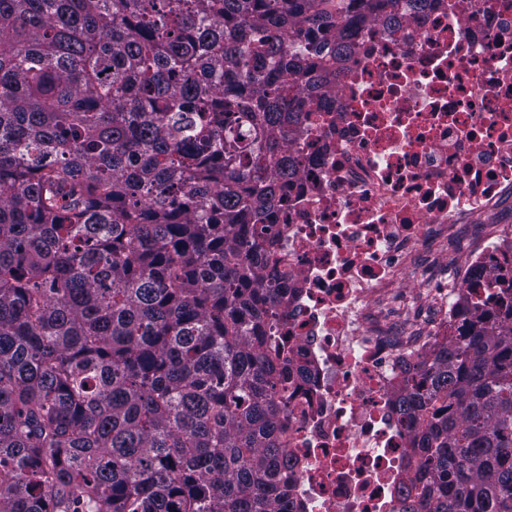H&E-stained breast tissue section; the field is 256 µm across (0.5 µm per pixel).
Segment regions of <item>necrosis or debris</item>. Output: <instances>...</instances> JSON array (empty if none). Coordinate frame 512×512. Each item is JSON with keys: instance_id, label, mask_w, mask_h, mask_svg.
Returning a JSON list of instances; mask_svg holds the SVG:
<instances>
[{"instance_id": "1", "label": "necrosis or debris", "mask_w": 512, "mask_h": 512, "mask_svg": "<svg viewBox=\"0 0 512 512\" xmlns=\"http://www.w3.org/2000/svg\"><path fill=\"white\" fill-rule=\"evenodd\" d=\"M306 109L271 212L287 289L264 345L289 372L277 475L294 512H402L396 412L462 307L512 278V0H431L358 27Z\"/></svg>"}]
</instances>
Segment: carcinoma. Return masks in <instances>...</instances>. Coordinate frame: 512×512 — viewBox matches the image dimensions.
<instances>
[{"label":"carcinoma","mask_w":512,"mask_h":512,"mask_svg":"<svg viewBox=\"0 0 512 512\" xmlns=\"http://www.w3.org/2000/svg\"><path fill=\"white\" fill-rule=\"evenodd\" d=\"M393 0H0V512H286L281 157ZM411 373L402 512H512V292Z\"/></svg>","instance_id":"carcinoma-1"}]
</instances>
